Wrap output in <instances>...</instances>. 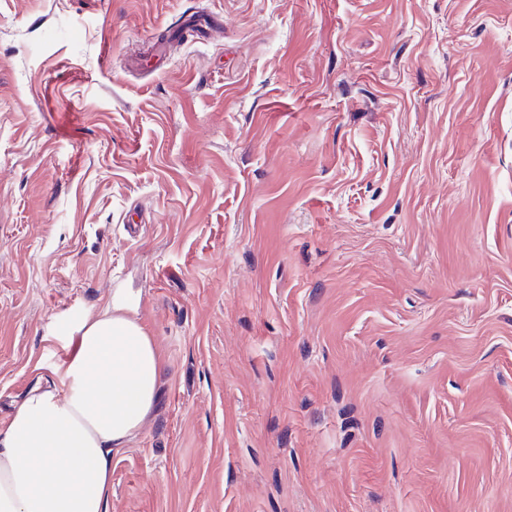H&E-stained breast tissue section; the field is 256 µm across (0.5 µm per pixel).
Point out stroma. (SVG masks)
<instances>
[{"mask_svg": "<svg viewBox=\"0 0 512 512\" xmlns=\"http://www.w3.org/2000/svg\"><path fill=\"white\" fill-rule=\"evenodd\" d=\"M117 301L109 512H512V0H0V428Z\"/></svg>", "mask_w": 512, "mask_h": 512, "instance_id": "1", "label": "stroma"}]
</instances>
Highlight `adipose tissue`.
<instances>
[{
  "instance_id": "obj_1",
  "label": "adipose tissue",
  "mask_w": 512,
  "mask_h": 512,
  "mask_svg": "<svg viewBox=\"0 0 512 512\" xmlns=\"http://www.w3.org/2000/svg\"><path fill=\"white\" fill-rule=\"evenodd\" d=\"M51 388L0 429V512H108L112 454L151 415L160 357L123 308L84 317Z\"/></svg>"
}]
</instances>
